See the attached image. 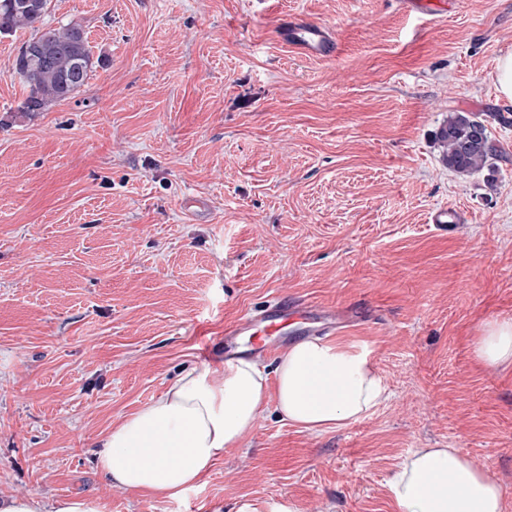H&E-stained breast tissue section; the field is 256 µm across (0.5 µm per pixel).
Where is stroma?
<instances>
[{
    "label": "stroma",
    "instance_id": "1",
    "mask_svg": "<svg viewBox=\"0 0 512 512\" xmlns=\"http://www.w3.org/2000/svg\"><path fill=\"white\" fill-rule=\"evenodd\" d=\"M328 25L309 59L281 16ZM96 64L75 98L24 114L0 34V497L95 496L110 512H397L386 482L417 448H458L512 512V363L481 365L512 319V0H50ZM474 114L496 154L468 175L436 133ZM455 225L429 223L442 206ZM345 314L387 387L372 414L311 432L267 404L206 483L177 498L112 486L97 444L225 328L274 297ZM495 85L499 96L512 102V53L501 56L495 69ZM474 354L486 366H496L512 358V319L486 320L474 344Z\"/></svg>",
    "mask_w": 512,
    "mask_h": 512
}]
</instances>
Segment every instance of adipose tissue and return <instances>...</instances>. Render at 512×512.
I'll use <instances>...</instances> for the list:
<instances>
[{
    "mask_svg": "<svg viewBox=\"0 0 512 512\" xmlns=\"http://www.w3.org/2000/svg\"><path fill=\"white\" fill-rule=\"evenodd\" d=\"M477 360L512 359V319L486 320L474 344ZM386 387L368 345L304 339L288 346L267 376L258 362L230 359L182 373L157 399L127 417L100 442L98 466L110 484L146 495L177 497L197 487L226 448L255 427L275 401L288 422L325 432L375 412ZM398 512H504L505 492L456 448H418L387 482ZM97 497L0 498V512H108Z\"/></svg>",
    "mask_w": 512,
    "mask_h": 512,
    "instance_id": "ef3b65f1",
    "label": "adipose tissue"
}]
</instances>
